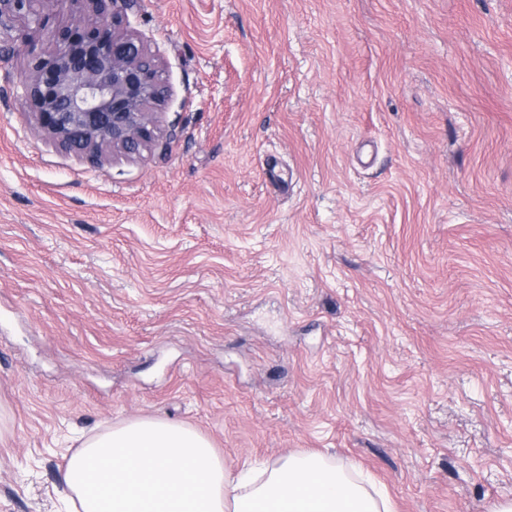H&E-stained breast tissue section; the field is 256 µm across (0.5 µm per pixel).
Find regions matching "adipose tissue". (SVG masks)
<instances>
[{
  "mask_svg": "<svg viewBox=\"0 0 512 512\" xmlns=\"http://www.w3.org/2000/svg\"><path fill=\"white\" fill-rule=\"evenodd\" d=\"M61 480L76 512H391L382 491L316 454L231 476L204 436L162 419L90 433Z\"/></svg>",
  "mask_w": 512,
  "mask_h": 512,
  "instance_id": "obj_1",
  "label": "adipose tissue"
}]
</instances>
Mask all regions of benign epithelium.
I'll return each mask as SVG.
<instances>
[{"label":"benign epithelium","mask_w":512,"mask_h":512,"mask_svg":"<svg viewBox=\"0 0 512 512\" xmlns=\"http://www.w3.org/2000/svg\"><path fill=\"white\" fill-rule=\"evenodd\" d=\"M131 0H0V31L27 61L21 105L61 151L91 164L166 150L154 109L171 89L161 61L123 30ZM68 10L75 20L52 26Z\"/></svg>","instance_id":"obj_1"}]
</instances>
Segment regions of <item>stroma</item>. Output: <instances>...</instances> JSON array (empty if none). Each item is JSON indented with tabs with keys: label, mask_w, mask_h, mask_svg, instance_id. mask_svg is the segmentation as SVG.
<instances>
[{
	"label": "stroma",
	"mask_w": 512,
	"mask_h": 512,
	"mask_svg": "<svg viewBox=\"0 0 512 512\" xmlns=\"http://www.w3.org/2000/svg\"><path fill=\"white\" fill-rule=\"evenodd\" d=\"M167 151H59L0 55V512L84 434L512 500V0H136Z\"/></svg>",
	"instance_id": "35a3bbf8"
}]
</instances>
